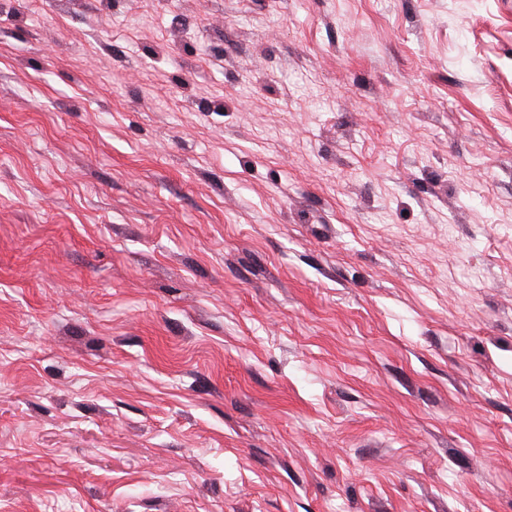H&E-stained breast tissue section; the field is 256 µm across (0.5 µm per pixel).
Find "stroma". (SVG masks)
Listing matches in <instances>:
<instances>
[{"label":"stroma","mask_w":512,"mask_h":512,"mask_svg":"<svg viewBox=\"0 0 512 512\" xmlns=\"http://www.w3.org/2000/svg\"><path fill=\"white\" fill-rule=\"evenodd\" d=\"M0 9V512H512V0Z\"/></svg>","instance_id":"obj_1"}]
</instances>
